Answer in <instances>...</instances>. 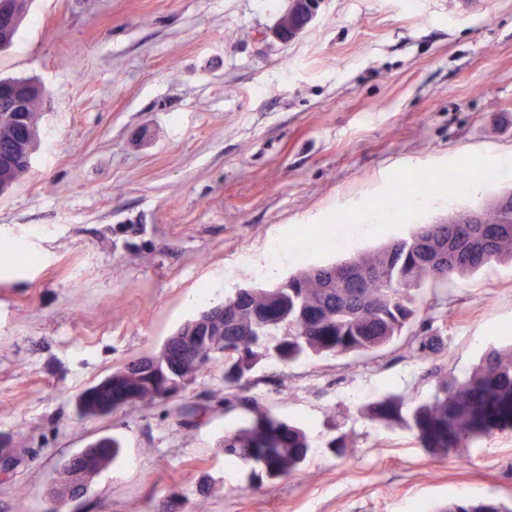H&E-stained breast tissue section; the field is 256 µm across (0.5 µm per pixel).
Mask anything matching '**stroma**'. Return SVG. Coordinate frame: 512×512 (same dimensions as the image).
Masks as SVG:
<instances>
[{
    "label": "stroma",
    "instance_id": "1",
    "mask_svg": "<svg viewBox=\"0 0 512 512\" xmlns=\"http://www.w3.org/2000/svg\"><path fill=\"white\" fill-rule=\"evenodd\" d=\"M282 0H35L0 75L44 87L23 182L0 197V512H412L512 503V432L434 459L413 432L371 421L386 394L430 395L512 341V261L425 290L453 314L428 360H265L251 393L316 446L299 478L251 486L219 446L241 410L212 368L164 404L81 417L75 397L236 288L374 249L485 205L512 177L448 198V177L512 154V0H326L297 39L269 37ZM428 208L381 220L400 182ZM346 212L350 224L337 226ZM310 236L305 260L278 244ZM350 446H325L329 425ZM103 435L119 457L83 495L49 490Z\"/></svg>",
    "mask_w": 512,
    "mask_h": 512
}]
</instances>
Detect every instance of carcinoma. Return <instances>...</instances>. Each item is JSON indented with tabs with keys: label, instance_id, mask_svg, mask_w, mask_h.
Listing matches in <instances>:
<instances>
[{
	"label": "carcinoma",
	"instance_id": "cac0c4a2",
	"mask_svg": "<svg viewBox=\"0 0 512 512\" xmlns=\"http://www.w3.org/2000/svg\"><path fill=\"white\" fill-rule=\"evenodd\" d=\"M13 7L15 43L33 0H8ZM32 78H0V181L16 185L28 172L3 163L6 156L35 148L44 100ZM28 96L32 136L28 146L12 142L10 101ZM484 224H420L411 234L337 263L301 269L275 285L240 288L224 301L184 323L158 351L116 367L78 397L87 417L129 406L171 402L214 366L224 370V409L240 408L242 424L224 434L220 447L231 462L251 468L254 477L275 482L303 473L311 448L305 429L279 417L248 394L251 373L263 360L288 365L304 357L368 356L410 335L422 360L442 350L425 327L419 290L455 276H471L494 262L512 260V224H501L493 207ZM232 311L224 322L222 353L211 339L195 334L194 322L218 309ZM380 424L403 425L436 459L471 447L493 431H512V346L489 349L471 374L443 373L435 392L409 406L396 395L363 407ZM120 442L103 436L66 462L55 483V498L86 487L90 476L120 453ZM440 512H512L503 503H450Z\"/></svg>",
	"mask_w": 512,
	"mask_h": 512
}]
</instances>
